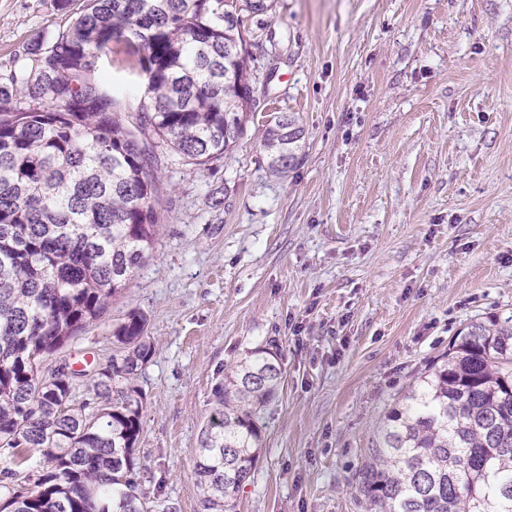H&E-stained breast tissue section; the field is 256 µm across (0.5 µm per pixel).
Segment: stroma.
Returning <instances> with one entry per match:
<instances>
[{
    "label": "stroma",
    "instance_id": "stroma-1",
    "mask_svg": "<svg viewBox=\"0 0 512 512\" xmlns=\"http://www.w3.org/2000/svg\"><path fill=\"white\" fill-rule=\"evenodd\" d=\"M67 23L56 0H0V63ZM244 24L253 119L210 168L158 153L154 248L64 355L105 364L113 329L146 315L142 489L202 512L215 390L277 350L233 512H364L360 473L408 385L466 325L512 317V0H275ZM126 51L104 69L124 111L144 84ZM279 112L305 132L284 173L261 146Z\"/></svg>",
    "mask_w": 512,
    "mask_h": 512
}]
</instances>
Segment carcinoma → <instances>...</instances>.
Here are the masks:
<instances>
[{
  "instance_id": "cac0c4a2",
  "label": "carcinoma",
  "mask_w": 512,
  "mask_h": 512,
  "mask_svg": "<svg viewBox=\"0 0 512 512\" xmlns=\"http://www.w3.org/2000/svg\"><path fill=\"white\" fill-rule=\"evenodd\" d=\"M273 0H84L67 27L0 65V512L149 510L136 443L147 318L112 331L102 370L33 358L61 353L131 284L158 233L155 149L208 167L255 107L241 14ZM122 40L144 77L135 121L103 77ZM303 130L273 117L268 165L298 159ZM91 377L93 395L78 397ZM261 347L224 373L194 473L203 512H230L262 453L265 408L283 386ZM366 512H512V326L477 322L386 415L363 467Z\"/></svg>"
}]
</instances>
